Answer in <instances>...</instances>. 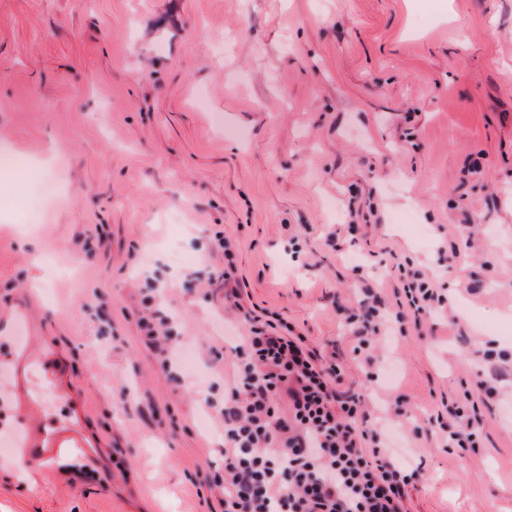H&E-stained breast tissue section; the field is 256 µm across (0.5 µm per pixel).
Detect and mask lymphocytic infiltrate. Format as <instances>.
<instances>
[{"label": "lymphocytic infiltrate", "instance_id": "lymphocytic-infiltrate-1", "mask_svg": "<svg viewBox=\"0 0 512 512\" xmlns=\"http://www.w3.org/2000/svg\"><path fill=\"white\" fill-rule=\"evenodd\" d=\"M413 317L441 302L420 272L399 265ZM241 386L224 401V512H406L415 474L395 461L388 431L368 424L361 397L340 394L339 363L323 360L305 336L269 319H251L239 350ZM432 419L448 447L477 451L473 421L493 389L462 383Z\"/></svg>", "mask_w": 512, "mask_h": 512}]
</instances>
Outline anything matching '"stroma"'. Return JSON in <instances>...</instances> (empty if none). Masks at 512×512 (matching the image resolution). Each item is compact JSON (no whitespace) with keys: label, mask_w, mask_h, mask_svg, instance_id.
Returning <instances> with one entry per match:
<instances>
[{"label":"stroma","mask_w":512,"mask_h":512,"mask_svg":"<svg viewBox=\"0 0 512 512\" xmlns=\"http://www.w3.org/2000/svg\"><path fill=\"white\" fill-rule=\"evenodd\" d=\"M0 152L29 162L0 195V372L48 350L47 411L91 446L9 448L0 512H217L253 314L373 423L404 396L408 512H512V338L487 328L512 329V0H0ZM400 259L445 304L368 363L348 316L367 288L396 310ZM466 379L495 393L463 459L429 416Z\"/></svg>","instance_id":"obj_1"}]
</instances>
